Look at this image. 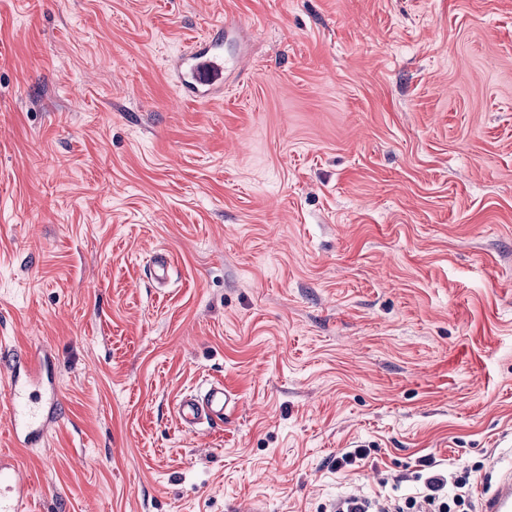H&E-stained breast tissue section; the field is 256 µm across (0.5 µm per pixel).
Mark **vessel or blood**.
Returning a JSON list of instances; mask_svg holds the SVG:
<instances>
[{"instance_id": "obj_1", "label": "vessel or blood", "mask_w": 512, "mask_h": 512, "mask_svg": "<svg viewBox=\"0 0 512 512\" xmlns=\"http://www.w3.org/2000/svg\"><path fill=\"white\" fill-rule=\"evenodd\" d=\"M237 59L212 50L205 43L173 63L177 83L193 98L204 100L221 92ZM12 431L25 444L44 441L57 420L60 392L54 380L41 368L38 355L26 353L11 358L7 372ZM237 406V400L223 384H209L203 391L185 395L179 402L180 424L195 429L200 424H222ZM28 490L16 466L0 457V512H26ZM481 512H512V472L501 474L497 484L485 494Z\"/></svg>"}]
</instances>
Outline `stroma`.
Wrapping results in <instances>:
<instances>
[{
  "mask_svg": "<svg viewBox=\"0 0 512 512\" xmlns=\"http://www.w3.org/2000/svg\"><path fill=\"white\" fill-rule=\"evenodd\" d=\"M213 37L241 73L182 97ZM36 350L37 447L0 379L28 512H334L430 460L480 507L512 465V0H0V361ZM212 382L234 414L183 429ZM41 367L37 354L26 353L12 357L7 372L12 431L27 448L44 441L61 400L55 381Z\"/></svg>",
  "mask_w": 512,
  "mask_h": 512,
  "instance_id": "stroma-1",
  "label": "stroma"
}]
</instances>
